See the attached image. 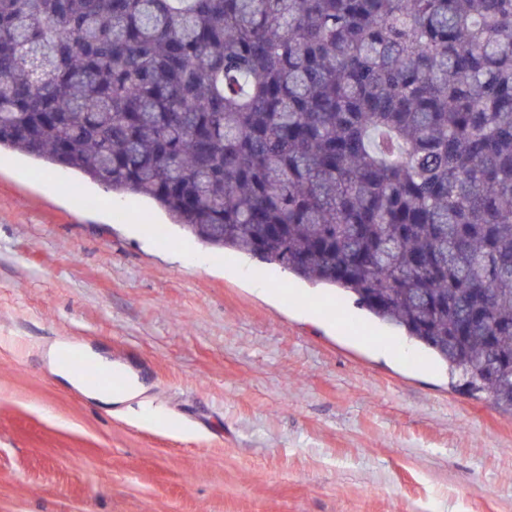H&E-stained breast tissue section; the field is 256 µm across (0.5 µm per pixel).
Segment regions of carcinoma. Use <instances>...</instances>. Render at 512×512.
<instances>
[{
  "instance_id": "obj_1",
  "label": "carcinoma",
  "mask_w": 512,
  "mask_h": 512,
  "mask_svg": "<svg viewBox=\"0 0 512 512\" xmlns=\"http://www.w3.org/2000/svg\"><path fill=\"white\" fill-rule=\"evenodd\" d=\"M355 297L512 411V0H0V150Z\"/></svg>"
}]
</instances>
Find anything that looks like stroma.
Instances as JSON below:
<instances>
[{
    "mask_svg": "<svg viewBox=\"0 0 512 512\" xmlns=\"http://www.w3.org/2000/svg\"><path fill=\"white\" fill-rule=\"evenodd\" d=\"M57 341L149 409L52 374ZM0 512H512V415L342 293L5 151ZM89 395L105 404L121 405L137 399L142 393V387L138 380L131 377L123 388L112 390L110 388L86 389Z\"/></svg>",
    "mask_w": 512,
    "mask_h": 512,
    "instance_id": "35a3bbf8",
    "label": "stroma"
}]
</instances>
